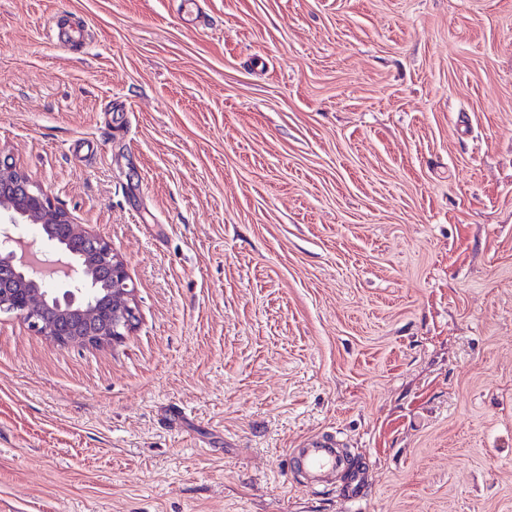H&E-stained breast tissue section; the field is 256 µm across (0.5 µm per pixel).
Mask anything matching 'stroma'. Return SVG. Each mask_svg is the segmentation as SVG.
<instances>
[{"mask_svg": "<svg viewBox=\"0 0 512 512\" xmlns=\"http://www.w3.org/2000/svg\"><path fill=\"white\" fill-rule=\"evenodd\" d=\"M193 11L0 0V153L140 311L0 315V512H512V0ZM313 432L359 503L288 471Z\"/></svg>", "mask_w": 512, "mask_h": 512, "instance_id": "1", "label": "stroma"}]
</instances>
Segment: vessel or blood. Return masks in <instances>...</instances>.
Returning a JSON list of instances; mask_svg holds the SVG:
<instances>
[{
    "mask_svg": "<svg viewBox=\"0 0 512 512\" xmlns=\"http://www.w3.org/2000/svg\"><path fill=\"white\" fill-rule=\"evenodd\" d=\"M291 462L296 470L316 481L326 480L334 474L342 476V499L349 503L362 499L364 491L361 465L346 458L334 438L328 434L303 437L297 448L291 451Z\"/></svg>",
    "mask_w": 512,
    "mask_h": 512,
    "instance_id": "obj_1",
    "label": "vessel or blood"
}]
</instances>
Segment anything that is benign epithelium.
I'll use <instances>...</instances> for the list:
<instances>
[{
	"instance_id": "benign-epithelium-1",
	"label": "benign epithelium",
	"mask_w": 512,
	"mask_h": 512,
	"mask_svg": "<svg viewBox=\"0 0 512 512\" xmlns=\"http://www.w3.org/2000/svg\"><path fill=\"white\" fill-rule=\"evenodd\" d=\"M22 224L39 226L58 255L64 282L52 288L39 275L37 255L18 237ZM107 285L109 303L98 298ZM9 314L59 346L101 348L121 340L139 321L127 264L105 237L78 224L51 196L0 155V314Z\"/></svg>"
}]
</instances>
